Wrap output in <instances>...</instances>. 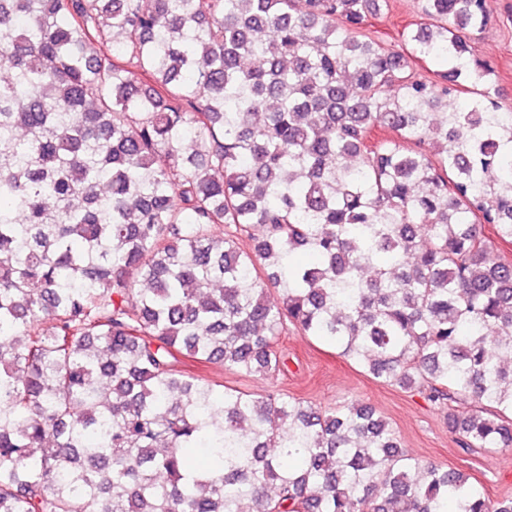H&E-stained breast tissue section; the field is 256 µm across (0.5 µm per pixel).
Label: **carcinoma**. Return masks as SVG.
Masks as SVG:
<instances>
[{
    "mask_svg": "<svg viewBox=\"0 0 512 512\" xmlns=\"http://www.w3.org/2000/svg\"><path fill=\"white\" fill-rule=\"evenodd\" d=\"M419 2L393 50L388 0H0V512H512L370 406L173 362L273 377L290 325L512 449L492 9ZM418 0H390L389 10L369 18L367 33L382 45L398 49L405 28H413L420 22Z\"/></svg>",
    "mask_w": 512,
    "mask_h": 512,
    "instance_id": "carcinoma-1",
    "label": "carcinoma"
}]
</instances>
